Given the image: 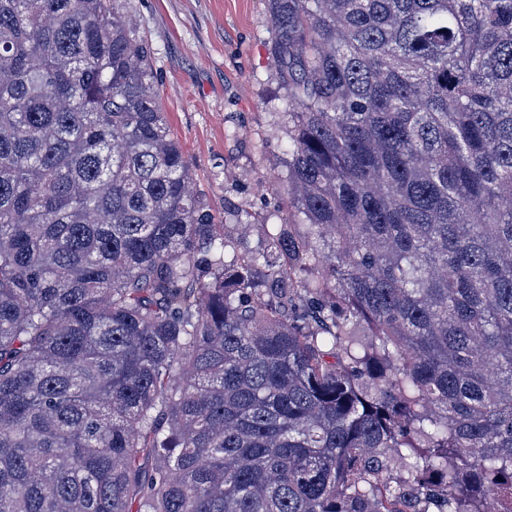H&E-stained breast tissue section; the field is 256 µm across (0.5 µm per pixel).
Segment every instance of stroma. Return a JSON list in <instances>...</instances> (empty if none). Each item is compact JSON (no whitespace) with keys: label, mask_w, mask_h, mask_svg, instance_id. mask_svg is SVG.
<instances>
[{"label":"stroma","mask_w":512,"mask_h":512,"mask_svg":"<svg viewBox=\"0 0 512 512\" xmlns=\"http://www.w3.org/2000/svg\"><path fill=\"white\" fill-rule=\"evenodd\" d=\"M152 47L158 91L216 220L260 225L287 209V139L264 0H121Z\"/></svg>","instance_id":"obj_1"}]
</instances>
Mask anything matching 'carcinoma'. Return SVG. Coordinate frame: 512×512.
I'll return each instance as SVG.
<instances>
[{"instance_id": "1", "label": "carcinoma", "mask_w": 512, "mask_h": 512, "mask_svg": "<svg viewBox=\"0 0 512 512\" xmlns=\"http://www.w3.org/2000/svg\"><path fill=\"white\" fill-rule=\"evenodd\" d=\"M266 3L252 247L116 0H0V512H512V0Z\"/></svg>"}]
</instances>
